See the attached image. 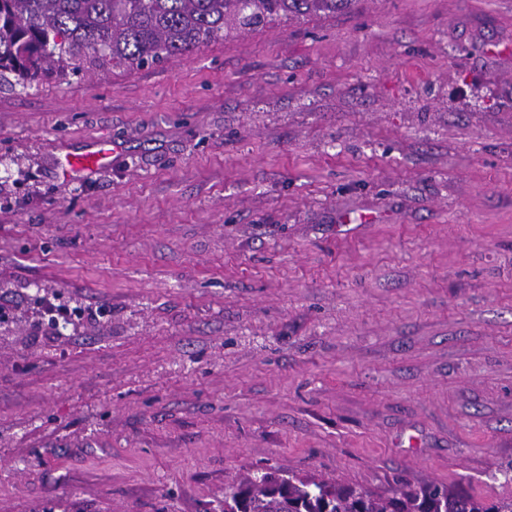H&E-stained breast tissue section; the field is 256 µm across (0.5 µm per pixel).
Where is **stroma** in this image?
Instances as JSON below:
<instances>
[{"label": "stroma", "mask_w": 512, "mask_h": 512, "mask_svg": "<svg viewBox=\"0 0 512 512\" xmlns=\"http://www.w3.org/2000/svg\"><path fill=\"white\" fill-rule=\"evenodd\" d=\"M0 308V512H217L267 466L512 496V0L1 89ZM97 150L82 155H75L73 158L66 156V165L71 171H84L99 169L108 166L111 162L112 149L108 148L107 142L96 144Z\"/></svg>", "instance_id": "obj_1"}]
</instances>
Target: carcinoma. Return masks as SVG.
<instances>
[{
	"label": "carcinoma",
	"instance_id": "1",
	"mask_svg": "<svg viewBox=\"0 0 512 512\" xmlns=\"http://www.w3.org/2000/svg\"><path fill=\"white\" fill-rule=\"evenodd\" d=\"M353 0H0V87L49 70L144 66L184 56L239 29L334 13ZM230 512H512L445 485L401 480L384 495L327 480L255 472L228 487Z\"/></svg>",
	"mask_w": 512,
	"mask_h": 512
}]
</instances>
